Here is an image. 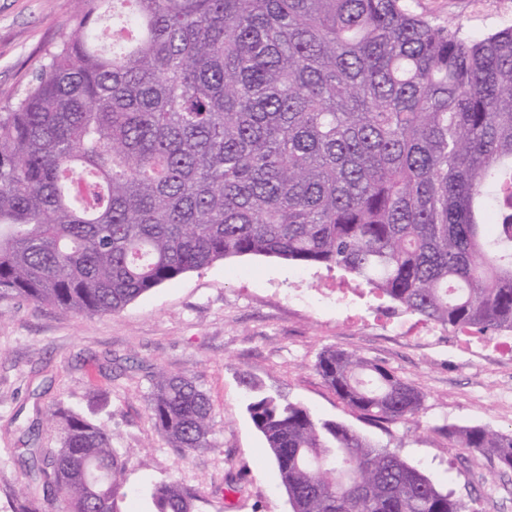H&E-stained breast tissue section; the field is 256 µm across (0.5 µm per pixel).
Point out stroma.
Returning <instances> with one entry per match:
<instances>
[{"label": "stroma", "instance_id": "obj_1", "mask_svg": "<svg viewBox=\"0 0 512 512\" xmlns=\"http://www.w3.org/2000/svg\"><path fill=\"white\" fill-rule=\"evenodd\" d=\"M416 13L475 38L512 26V0H413ZM73 0H0V107L12 102L69 32ZM340 269L265 256L221 260L164 283L108 315H65L25 300L0 303V512L24 486L27 448H53L57 402L94 419L127 461L120 512H154L152 484L176 478L195 512H290L277 468L246 409L242 374L283 391L324 420L397 452L474 512H512V473L490 453L449 444L445 425L512 431V363L491 349L461 351L447 330L420 340L392 324L417 323L387 300L336 305L351 289ZM329 347L382 364L424 396L408 421L375 423L343 402L316 370ZM196 380L212 403L207 449L183 453L154 426L147 399L159 373ZM38 435H31V428ZM238 490L226 492L227 482Z\"/></svg>", "mask_w": 512, "mask_h": 512}]
</instances>
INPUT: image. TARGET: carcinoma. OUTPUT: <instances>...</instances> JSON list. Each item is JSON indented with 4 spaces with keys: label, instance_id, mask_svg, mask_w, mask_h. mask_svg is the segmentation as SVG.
Returning <instances> with one entry per match:
<instances>
[{
    "label": "carcinoma",
    "instance_id": "1",
    "mask_svg": "<svg viewBox=\"0 0 512 512\" xmlns=\"http://www.w3.org/2000/svg\"><path fill=\"white\" fill-rule=\"evenodd\" d=\"M70 34L0 108V301L115 314L230 257L329 270L457 334L512 332V27L480 39L409 0H74ZM375 421L424 397L328 348L316 364ZM246 410L291 512H473L388 448L246 374ZM172 447H210L212 405L158 375ZM59 447L29 449L12 512H119L121 461L59 403ZM512 472V431L444 426ZM155 512H193L179 480Z\"/></svg>",
    "mask_w": 512,
    "mask_h": 512
}]
</instances>
